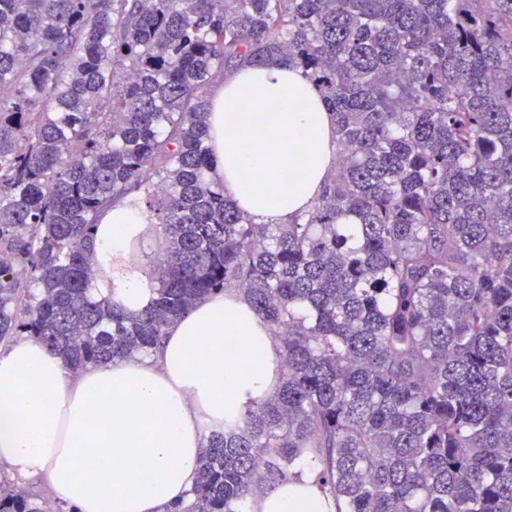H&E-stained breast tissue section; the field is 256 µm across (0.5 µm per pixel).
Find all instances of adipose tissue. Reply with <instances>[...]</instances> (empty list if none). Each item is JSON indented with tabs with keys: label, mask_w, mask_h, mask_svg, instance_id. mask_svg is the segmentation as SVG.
I'll use <instances>...</instances> for the list:
<instances>
[{
	"label": "adipose tissue",
	"mask_w": 512,
	"mask_h": 512,
	"mask_svg": "<svg viewBox=\"0 0 512 512\" xmlns=\"http://www.w3.org/2000/svg\"><path fill=\"white\" fill-rule=\"evenodd\" d=\"M211 174L256 224H285L321 194L336 167L335 121L301 71L241 67L209 95ZM151 215L131 199L99 218L98 295L126 309L150 297L133 261ZM281 346L244 296L228 290L166 329L151 355L70 371L20 336L0 347V468L42 481L79 512H166L194 487L205 427L220 428L271 393ZM313 491L255 489V512H313Z\"/></svg>",
	"instance_id": "adipose-tissue-1"
}]
</instances>
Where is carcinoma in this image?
Returning a JSON list of instances; mask_svg holds the SVG:
<instances>
[{
    "label": "carcinoma",
    "mask_w": 512,
    "mask_h": 512,
    "mask_svg": "<svg viewBox=\"0 0 512 512\" xmlns=\"http://www.w3.org/2000/svg\"><path fill=\"white\" fill-rule=\"evenodd\" d=\"M273 63L333 110L336 171L253 224L210 175L208 89ZM131 192L165 249L136 313L91 294ZM230 288L278 386L204 436L173 512L309 481L327 512H512V0H0V343L147 355ZM0 512L60 510L5 476Z\"/></svg>",
    "instance_id": "1"
}]
</instances>
